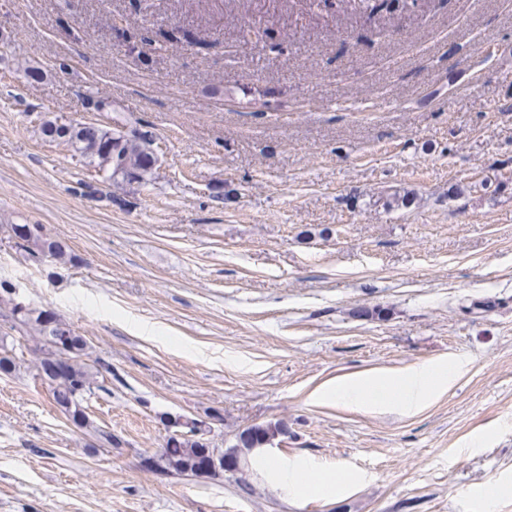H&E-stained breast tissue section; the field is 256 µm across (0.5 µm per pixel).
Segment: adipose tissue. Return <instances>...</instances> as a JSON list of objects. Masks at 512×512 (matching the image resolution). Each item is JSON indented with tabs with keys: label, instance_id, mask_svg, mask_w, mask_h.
<instances>
[{
	"label": "adipose tissue",
	"instance_id": "1",
	"mask_svg": "<svg viewBox=\"0 0 512 512\" xmlns=\"http://www.w3.org/2000/svg\"><path fill=\"white\" fill-rule=\"evenodd\" d=\"M451 377V371L443 368H410L397 374H369L339 381L327 386L323 394L369 411L395 408L413 412L446 386ZM256 462L267 471L273 482L287 490L291 496L303 498L328 486L323 479L309 481L306 464L282 467L262 452L257 454Z\"/></svg>",
	"mask_w": 512,
	"mask_h": 512
}]
</instances>
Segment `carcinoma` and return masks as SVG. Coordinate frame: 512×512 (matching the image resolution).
Wrapping results in <instances>:
<instances>
[{
  "mask_svg": "<svg viewBox=\"0 0 512 512\" xmlns=\"http://www.w3.org/2000/svg\"><path fill=\"white\" fill-rule=\"evenodd\" d=\"M394 0H367L362 10L370 18L383 17L394 13ZM153 40L163 41L171 45H192L206 49L209 44L197 40L192 31L181 26L161 29L152 35ZM42 134L54 141H59L72 148L85 166L101 173L102 187L86 184L85 188L95 193L112 198V184H124L134 179L140 184H147L154 166L156 155L150 151L146 139L123 130L120 125L113 127L93 122H77L65 128L59 120L46 119L41 125ZM117 153L119 165L112 164V153ZM17 248L24 251L30 258L40 262L47 258L62 265L74 261L61 241L48 235L43 225H38L36 236ZM0 305L8 309L17 332L12 337H0V373L9 375L26 363V342H36L40 357L34 364L35 376L47 384L51 400L55 407L66 415L79 429H91L98 433L102 443H113L112 434L100 430L94 425L93 419L81 404L77 388L84 393H92L100 389L99 377L108 371L103 364L95 361L88 364L82 360L87 348V341L76 332H71L67 352L63 353L55 346L54 327L42 319L44 310L27 306L18 307L12 297V288L6 282H0ZM161 421L174 422L179 425L180 435L173 441L165 443L160 449L162 464L159 472L166 475H199L202 450L209 447L206 422L185 416L164 414ZM288 434L283 422L253 425L238 434L233 450L236 458L246 463V454L254 448L264 447V441L279 435Z\"/></svg>",
  "mask_w": 512,
  "mask_h": 512,
  "instance_id": "cac0c4a2",
  "label": "carcinoma"
}]
</instances>
